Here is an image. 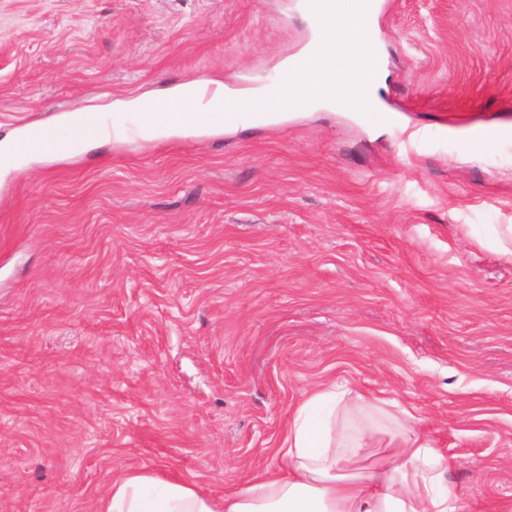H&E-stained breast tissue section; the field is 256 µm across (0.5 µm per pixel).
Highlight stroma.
I'll use <instances>...</instances> for the list:
<instances>
[{
	"mask_svg": "<svg viewBox=\"0 0 512 512\" xmlns=\"http://www.w3.org/2000/svg\"><path fill=\"white\" fill-rule=\"evenodd\" d=\"M383 108L0 168V512H98L136 469L221 497L342 380L512 512V0H387ZM301 0H0V139L186 83L261 87ZM425 134L403 143L401 130Z\"/></svg>",
	"mask_w": 512,
	"mask_h": 512,
	"instance_id": "obj_1",
	"label": "stroma"
}]
</instances>
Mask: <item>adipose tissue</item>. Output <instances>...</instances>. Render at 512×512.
<instances>
[{
    "label": "adipose tissue",
    "mask_w": 512,
    "mask_h": 512,
    "mask_svg": "<svg viewBox=\"0 0 512 512\" xmlns=\"http://www.w3.org/2000/svg\"><path fill=\"white\" fill-rule=\"evenodd\" d=\"M92 112L69 114L61 129L34 125L23 140L0 141V159L64 149L71 139H101ZM373 400L344 386L313 392L295 411L274 456L281 473L215 498L189 484L128 470L113 475L99 512H461L458 494L445 489L455 457L405 418L373 462H366L372 429L346 432L343 416L366 415Z\"/></svg>",
    "instance_id": "adipose-tissue-1"
}]
</instances>
